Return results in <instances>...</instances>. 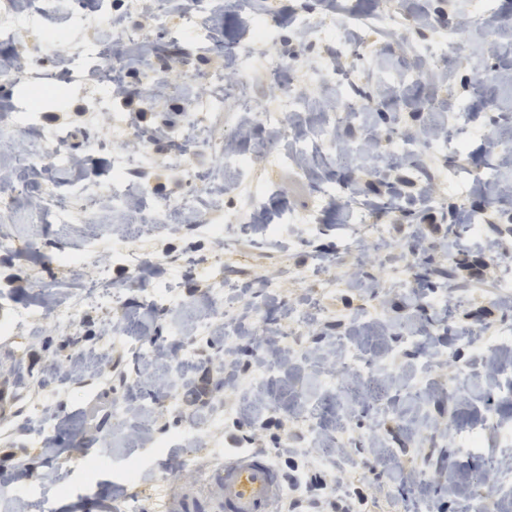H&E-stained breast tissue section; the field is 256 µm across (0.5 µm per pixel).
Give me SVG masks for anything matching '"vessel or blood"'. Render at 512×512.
<instances>
[{
  "label": "vessel or blood",
  "mask_w": 512,
  "mask_h": 512,
  "mask_svg": "<svg viewBox=\"0 0 512 512\" xmlns=\"http://www.w3.org/2000/svg\"><path fill=\"white\" fill-rule=\"evenodd\" d=\"M217 489L223 512H272L283 485L265 457L238 452L225 459Z\"/></svg>",
  "instance_id": "vessel-or-blood-1"
}]
</instances>
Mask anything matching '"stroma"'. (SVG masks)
<instances>
[{
    "label": "stroma",
    "instance_id": "stroma-1",
    "mask_svg": "<svg viewBox=\"0 0 512 512\" xmlns=\"http://www.w3.org/2000/svg\"><path fill=\"white\" fill-rule=\"evenodd\" d=\"M128 10L112 0H49V23L73 27L80 39L113 48L116 30H146L145 42H127L117 73L124 91L112 110L96 114L99 78L77 50L59 51L27 24L31 0H13L16 23L0 43V67L23 62L19 82L0 84V192L15 180L28 191L12 215L0 220L11 240L0 251V475L25 471L0 491V512H164L167 502L188 499L202 512H218L211 472L226 452L245 448L264 455L304 488L341 474L346 486L334 502L341 512H408L421 497L429 512H512V490L487 497L471 474L496 482L512 478V394L504 391L501 365L512 347H483L499 330H512V299L494 285L504 269L494 258L512 255V223L486 213L478 233L455 236L450 207L481 206L487 180L512 181V167L491 151L489 135L512 142V13L495 0L486 24L459 16L470 0H400L402 26H386V0H264L265 44L252 48L256 4L214 0L206 16L211 37L232 44L222 54L191 44L188 64L159 59L150 43L185 41L178 20L193 0H139ZM346 19L363 50L346 52L335 38L315 42L303 20ZM458 31L481 56L433 47L421 19ZM291 58L279 81H254L259 110L277 108L279 88L302 91V108L288 117L290 137L248 121L235 96L216 105L208 135L231 139L252 168L226 165L206 147L184 152L193 114L214 71L257 70L269 55ZM412 72L414 87L400 78ZM63 90V102L28 111L33 81ZM376 94L355 122L318 111L315 100L341 103L352 84ZM468 114L457 127L448 115ZM443 130L441 151L417 141L412 152L386 145L377 158L350 152L369 130ZM63 137L76 165L22 169V157ZM144 138L148 155L130 153L149 192L136 201L113 189L114 164L126 138ZM222 174L223 188L204 191L194 207H181L183 169ZM435 189L433 203L419 194V171ZM401 183L397 206L387 205L388 185ZM472 189L460 201L457 185ZM86 190L87 219L58 224L39 215L37 200L54 193L67 208ZM168 202V223L155 221V204ZM411 218L401 217V209ZM247 213L249 235L226 227L223 244L196 231L203 221ZM385 228L376 239L354 227L353 214ZM277 225L273 235L265 228ZM89 251L82 269L66 256ZM151 261L154 272L135 275L130 256ZM430 267L459 260L456 289L446 280L418 281L417 259ZM106 265L121 303L76 306L74 293L50 294L45 284L89 281ZM320 266L334 277L333 292L304 280ZM226 279L245 283L241 302H226L210 320L214 289ZM171 288L173 305L148 298ZM73 306L70 322L58 313ZM200 336L193 364L172 390L156 385L180 355L183 338ZM134 338H126L125 326ZM300 334L299 344L288 341ZM198 335V334H197ZM382 358L385 370L361 380L345 368L350 352ZM51 400L52 426L36 435L23 407ZM483 447L469 449L471 431ZM96 459L86 474L82 462Z\"/></svg>",
    "mask_w": 512,
    "mask_h": 512
}]
</instances>
